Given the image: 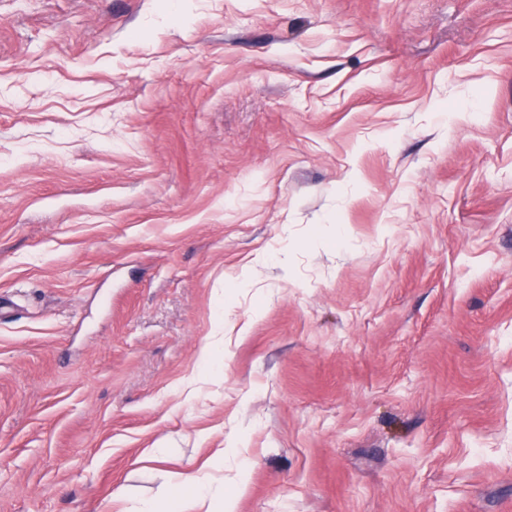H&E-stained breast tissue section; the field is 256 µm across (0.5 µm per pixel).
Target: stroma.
<instances>
[{
  "label": "stroma",
  "mask_w": 512,
  "mask_h": 512,
  "mask_svg": "<svg viewBox=\"0 0 512 512\" xmlns=\"http://www.w3.org/2000/svg\"><path fill=\"white\" fill-rule=\"evenodd\" d=\"M512 512V0H0V512ZM174 483H186L189 484L195 491L196 502L205 504L208 501V508L212 509L213 507L220 508L221 512H234L236 507V498L224 492L218 493L212 490V488L206 484H201L195 481L193 478H189L183 475H171L168 479L163 483V487L155 499L153 503L148 506V509L145 511L148 512H162L169 511L165 510L167 506V500L165 496V491L168 486Z\"/></svg>",
  "instance_id": "obj_1"
}]
</instances>
